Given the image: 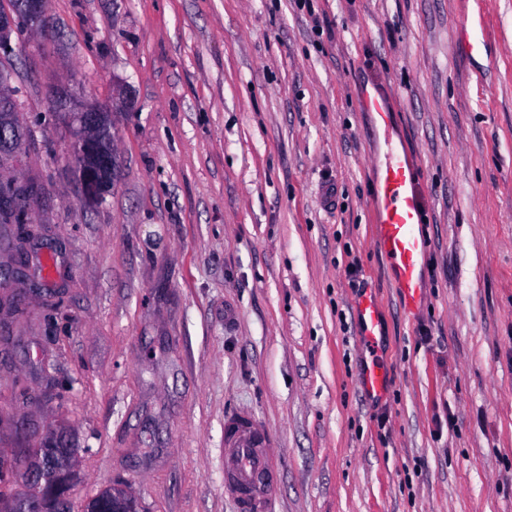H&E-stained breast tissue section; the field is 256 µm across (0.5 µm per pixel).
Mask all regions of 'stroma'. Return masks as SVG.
I'll use <instances>...</instances> for the list:
<instances>
[{"mask_svg": "<svg viewBox=\"0 0 512 512\" xmlns=\"http://www.w3.org/2000/svg\"><path fill=\"white\" fill-rule=\"evenodd\" d=\"M312 4L46 0L0 61L28 132L0 179L35 189L29 237L0 223V267L29 258L0 285V471L76 449L71 512L114 487L238 512L234 412L273 439L275 512H512V0ZM372 88L428 211L413 315L372 231ZM86 107L112 120L99 206L71 156Z\"/></svg>", "mask_w": 512, "mask_h": 512, "instance_id": "1", "label": "stroma"}]
</instances>
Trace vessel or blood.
I'll use <instances>...</instances> for the list:
<instances>
[{"label": "vessel or blood", "instance_id": "1", "mask_svg": "<svg viewBox=\"0 0 512 512\" xmlns=\"http://www.w3.org/2000/svg\"><path fill=\"white\" fill-rule=\"evenodd\" d=\"M364 111L383 129L388 151L376 176L378 216L376 235L394 263L396 286L406 306L421 296L425 239L415 166L403 144L394 140L392 110L386 96L364 92ZM268 434L247 415L224 419V494L234 499L239 512H274L273 490L277 473L269 459Z\"/></svg>", "mask_w": 512, "mask_h": 512}]
</instances>
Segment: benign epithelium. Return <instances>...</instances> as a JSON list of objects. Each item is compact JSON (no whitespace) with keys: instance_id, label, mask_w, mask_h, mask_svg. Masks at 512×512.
Listing matches in <instances>:
<instances>
[{"instance_id":"7a95c632","label":"benign epithelium","mask_w":512,"mask_h":512,"mask_svg":"<svg viewBox=\"0 0 512 512\" xmlns=\"http://www.w3.org/2000/svg\"><path fill=\"white\" fill-rule=\"evenodd\" d=\"M45 0H19L8 11L0 9V56L13 53L12 35L20 27L38 29ZM80 130L76 166L82 191L91 205L104 203L112 191L115 156L109 115L99 109H83L76 115ZM75 454L70 448L45 447L20 460L15 500L31 512H70L68 478Z\"/></svg>"}]
</instances>
